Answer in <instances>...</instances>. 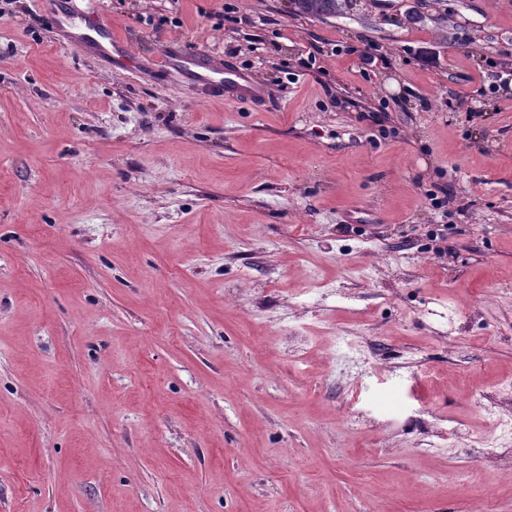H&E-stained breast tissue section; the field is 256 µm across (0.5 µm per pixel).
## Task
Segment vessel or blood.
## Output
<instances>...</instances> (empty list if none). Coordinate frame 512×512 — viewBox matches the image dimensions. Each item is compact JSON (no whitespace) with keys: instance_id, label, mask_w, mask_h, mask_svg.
I'll return each mask as SVG.
<instances>
[{"instance_id":"1","label":"vessel or blood","mask_w":512,"mask_h":512,"mask_svg":"<svg viewBox=\"0 0 512 512\" xmlns=\"http://www.w3.org/2000/svg\"><path fill=\"white\" fill-rule=\"evenodd\" d=\"M55 9V22L61 37L85 47L88 54L115 67H137L130 49L111 23L92 9L56 10L54 0H43ZM158 70L178 84L202 86L214 97L231 103H248L260 109L269 101V91L255 82L227 58L203 51L185 52L169 48L159 59Z\"/></svg>"}]
</instances>
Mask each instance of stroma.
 Instances as JSON below:
<instances>
[{
	"mask_svg": "<svg viewBox=\"0 0 512 512\" xmlns=\"http://www.w3.org/2000/svg\"><path fill=\"white\" fill-rule=\"evenodd\" d=\"M99 2L0 0V512H512V0ZM76 1L70 0V8L54 13L61 37L80 44L88 54L114 67L137 69L139 61L131 56L129 47L112 24L94 9H77L74 6ZM346 0H294L298 10L318 18L343 14ZM157 71L178 84L206 87L214 97L231 103H249L254 109L267 106L269 91L222 56L203 51L169 48L159 59Z\"/></svg>",
	"mask_w": 512,
	"mask_h": 512,
	"instance_id": "obj_1",
	"label": "stroma"
}]
</instances>
